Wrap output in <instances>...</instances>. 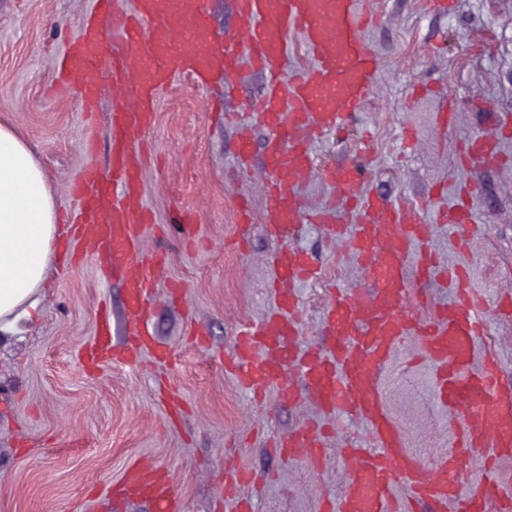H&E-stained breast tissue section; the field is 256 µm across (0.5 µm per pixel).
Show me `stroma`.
<instances>
[{
	"mask_svg": "<svg viewBox=\"0 0 512 512\" xmlns=\"http://www.w3.org/2000/svg\"><path fill=\"white\" fill-rule=\"evenodd\" d=\"M364 8L377 17L364 31L378 59L374 93L342 137L313 144L318 175L301 193L310 208L327 205L335 189L321 170L370 148V189L431 225L442 262L470 266L489 326L479 347L496 352L512 381V319L497 312L501 293L512 288V135L500 140L502 165L460 163L467 140L494 133L492 114L512 113V0H452L445 11L427 0H365ZM92 11L93 0H0V119L34 152L66 219L71 182L87 163L107 169L112 151L110 92L88 116L76 92L56 78L59 55ZM265 84L247 67L229 97L223 86L202 89L181 77L158 95L142 190L154 215L144 247L165 255L150 320L161 359L147 355L137 367L84 363L103 319L119 331L126 318L121 283L104 279L88 256L68 272L51 269L38 316L0 347V512H158L149 501L109 499L112 484L137 459L167 473L179 512H236L224 497L228 460L256 473V483L244 488L254 512H323L343 492L342 450L367 443L365 423L326 415L307 397L300 370L288 374L298 393L293 404L272 392L255 400L224 372L237 325L275 306L268 282L277 242L257 222L246 250L232 246L237 200L261 205L265 132L224 121L225 113L256 104ZM447 109L454 120L439 126ZM245 133L254 149L246 172L238 160ZM469 193L481 230L460 249L456 231L437 213ZM177 207L198 217L191 236L168 222ZM296 244L322 272L321 280L299 287L297 346L307 349L322 339L326 282L360 288L366 274L342 245L327 241L322 225H303ZM198 324L204 335H191ZM432 372L408 338L380 376L385 406L409 450L427 463L453 452L455 443ZM172 392L183 406L176 423L166 408ZM310 420L335 431L322 468L273 454L274 435Z\"/></svg>",
	"mask_w": 512,
	"mask_h": 512,
	"instance_id": "stroma-1",
	"label": "stroma"
}]
</instances>
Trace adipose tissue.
I'll return each instance as SVG.
<instances>
[{
    "label": "adipose tissue",
    "instance_id": "adipose-tissue-1",
    "mask_svg": "<svg viewBox=\"0 0 512 512\" xmlns=\"http://www.w3.org/2000/svg\"><path fill=\"white\" fill-rule=\"evenodd\" d=\"M58 244L54 195L27 143L0 122V338L37 315Z\"/></svg>",
    "mask_w": 512,
    "mask_h": 512
}]
</instances>
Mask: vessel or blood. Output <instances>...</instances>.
<instances>
[{
  "label": "vessel or blood",
  "mask_w": 512,
  "mask_h": 512,
  "mask_svg": "<svg viewBox=\"0 0 512 512\" xmlns=\"http://www.w3.org/2000/svg\"><path fill=\"white\" fill-rule=\"evenodd\" d=\"M234 4L240 27L219 37L207 0H95L93 17L59 62L60 80L85 104H93L106 86L114 101L110 173L88 167L73 187L79 205L73 231L95 250L101 273L121 282L128 316L124 349L112 347L104 330L93 341L94 356L134 361L151 345L147 324L160 259L140 249L152 222L141 189L142 143L155 122L159 92L178 76L201 87L220 81L232 91L242 61L250 60L266 77V93L250 116L267 131L262 223L280 245L271 262L277 309L240 324L225 370L254 396L273 390L286 401L293 396L286 374L301 368L306 390L326 413L367 421L370 447L348 454L347 485L336 512H407L393 497L401 483L413 502L429 504L432 512H512V480L499 471L500 462L512 458V384L493 357L476 358L488 328L469 287V268L440 266L427 247L429 225L412 219L403 205L356 196L369 155L322 172L311 157V142L337 131L372 92L377 58L363 34L371 15H359L355 0ZM293 30L311 63L286 80ZM464 158L484 166L501 162L497 141L488 136L468 141ZM317 174L335 186L336 196L312 210L300 190ZM438 219L472 230V206L466 201L442 210ZM307 222L325 225L333 242L346 244L365 269L367 285L331 287L325 340L302 352L295 345L293 285L319 277L315 263L293 245ZM436 277L455 288L456 297L425 318L411 305L412 290ZM409 336L434 367L435 396L455 431L454 452L428 466L407 451L379 395L384 365ZM275 448L280 456L316 466L325 439L308 423L277 439ZM476 449L485 450L491 466L481 480L470 481L461 461ZM112 494L149 498L163 512H176L169 478L145 463L129 465Z\"/></svg>",
  "instance_id": "vessel-or-blood-1"
}]
</instances>
